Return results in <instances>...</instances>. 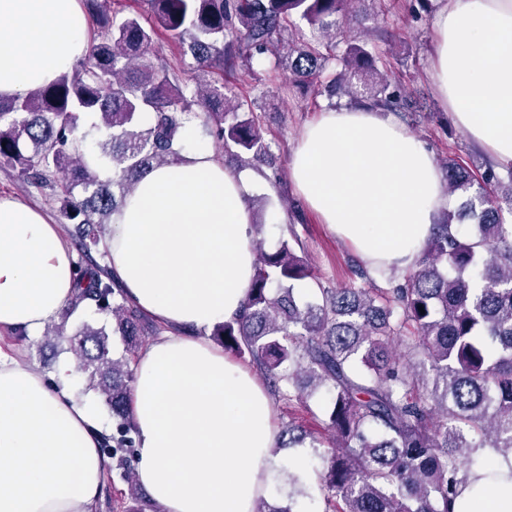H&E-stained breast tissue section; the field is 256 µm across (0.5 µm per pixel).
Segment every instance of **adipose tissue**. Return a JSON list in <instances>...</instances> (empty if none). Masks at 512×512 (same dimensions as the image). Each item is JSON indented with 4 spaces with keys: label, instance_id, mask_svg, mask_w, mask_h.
Here are the masks:
<instances>
[{
    "label": "adipose tissue",
    "instance_id": "obj_1",
    "mask_svg": "<svg viewBox=\"0 0 512 512\" xmlns=\"http://www.w3.org/2000/svg\"><path fill=\"white\" fill-rule=\"evenodd\" d=\"M78 0H0V97L23 98L87 49ZM431 78L472 143L512 164V0H440ZM291 180L375 271L419 261L448 196L396 122L336 107L307 125ZM250 172L206 147L148 173L103 249L128 299L167 331L136 363L135 473L163 512H255L274 467V410L247 367L206 338L240 314L254 273ZM73 256L44 215L0 197V329L39 338L71 296ZM95 406L0 346V512H93L105 460Z\"/></svg>",
    "mask_w": 512,
    "mask_h": 512
}]
</instances>
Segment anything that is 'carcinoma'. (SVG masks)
Returning a JSON list of instances; mask_svg holds the SVG:
<instances>
[{
  "label": "carcinoma",
  "mask_w": 512,
  "mask_h": 512,
  "mask_svg": "<svg viewBox=\"0 0 512 512\" xmlns=\"http://www.w3.org/2000/svg\"><path fill=\"white\" fill-rule=\"evenodd\" d=\"M143 2L146 13L118 18L112 0H85L94 29L86 54L29 96L0 98V165L83 226L68 313L88 305L112 319L123 354L114 356L106 327L89 321L71 335L63 322L46 335L66 344L87 389L112 411V456L124 465L116 476L134 503L125 512H162L138 494L130 465L131 363L155 328L91 248L145 175L184 160L185 127L198 124L255 160L270 144L234 90L190 86L156 58L159 32L187 43L204 73L252 74L273 58L294 87L333 63L338 70L323 82L331 98H362L380 111L420 106L378 69L366 42L346 39L336 51L354 0ZM296 19L330 39H305ZM446 175L450 193L474 184L455 160ZM290 241L271 252L253 242L248 301L213 326L211 339L249 358L280 401L304 402L306 385L327 394L328 437H311L301 455L305 466L320 463L324 512H456L486 451L512 459V166L487 167L477 194L442 213L416 267L400 280L390 275L388 288L369 287L361 270L358 282L299 300L297 282L315 275ZM116 476L107 470L108 495Z\"/></svg>",
  "instance_id": "obj_1"
}]
</instances>
